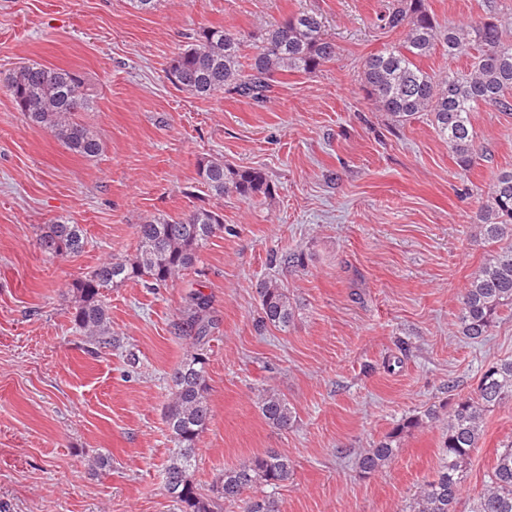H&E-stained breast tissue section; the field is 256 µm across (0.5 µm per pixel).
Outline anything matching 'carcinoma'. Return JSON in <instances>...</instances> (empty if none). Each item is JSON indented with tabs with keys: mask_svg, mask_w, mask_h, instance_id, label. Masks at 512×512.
<instances>
[{
	"mask_svg": "<svg viewBox=\"0 0 512 512\" xmlns=\"http://www.w3.org/2000/svg\"><path fill=\"white\" fill-rule=\"evenodd\" d=\"M384 27L399 34L396 42L365 57L360 81L369 101L393 121L406 123L421 112L432 116L440 139L457 164H474L472 113L484 106L512 110V40L505 38V23L489 17L474 24L439 30L427 0H397L380 16ZM244 37L222 25L200 28L193 41L170 65L169 80L200 97L224 90L262 101L276 76L313 73L336 57V45L324 33L322 20L309 12L288 15L265 29L257 51L249 58V73L241 74ZM448 55H467L469 67L439 78L424 71L417 60L429 56L438 44ZM0 84L18 111L32 123L48 129L71 153L98 157L103 145L98 135L79 118L92 98L77 71L48 68L31 61L0 72ZM199 182L211 194L249 199L269 191L264 174L251 167L233 168L212 156L199 163ZM479 234L498 249L471 273L461 295L458 332L478 340L490 332L503 308H512V170L500 172L486 203L476 215ZM224 230L223 214L200 206L183 216H154L137 225L134 253L112 256L78 279L74 324L98 348L112 346V328L104 293L129 280L161 288L180 272L194 266L211 237ZM40 250L66 259L82 251V228L59 218L39 235ZM302 251L275 252L272 263L286 269L305 267ZM259 323L285 330L294 317L288 289L276 278L261 281ZM179 335L192 341L196 351L186 355L169 377L171 397L166 423L174 448L165 467L164 489L179 512H214L216 501L241 502L243 512H281L275 497H244L258 487H278L293 476L287 455L270 451L253 455L214 476L207 495L194 482L196 450L208 429L212 409L208 398V357L204 353L215 319L211 296L195 290L184 298L176 324ZM512 402V359L489 364L474 392L459 399L443 415L431 409L424 417L443 425L441 464L411 499L408 512H457L466 466L472 449L483 436L485 413ZM256 404L264 419L278 429L295 421V412L280 394L263 389ZM421 418L407 417L383 439L366 449L357 467L366 476L386 467L395 457L401 435L420 426ZM469 512H512V441L496 450L490 480L470 500Z\"/></svg>",
	"mask_w": 512,
	"mask_h": 512,
	"instance_id": "1",
	"label": "carcinoma"
}]
</instances>
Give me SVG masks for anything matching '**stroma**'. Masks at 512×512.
I'll use <instances>...</instances> for the list:
<instances>
[{
	"instance_id": "35a3bbf8",
	"label": "stroma",
	"mask_w": 512,
	"mask_h": 512,
	"mask_svg": "<svg viewBox=\"0 0 512 512\" xmlns=\"http://www.w3.org/2000/svg\"><path fill=\"white\" fill-rule=\"evenodd\" d=\"M391 0H0V71L29 61L80 72L93 93L80 113L103 143L91 160L30 124L0 87V512H178L163 489L171 442L169 375L190 344L175 325L204 285L217 325L205 349L212 419L196 483L275 450L294 475L274 488L282 512H405L439 466L440 423L476 388L487 364L512 358V311L480 341L456 325L470 274L492 246L475 218L496 173L512 168V111L472 115L481 153L461 169L428 113L398 124L361 88L366 56L396 41L378 16ZM440 29L512 0H428ZM298 11L321 16L336 57L278 78L265 101L232 92L198 97L172 84L173 58L201 27L244 37L251 56L266 28ZM261 170L268 193L219 198L198 181L202 158ZM219 210L224 230L191 270L150 290L106 292L119 348L90 351L73 322V282L133 253L142 219ZM66 218L82 252L46 257L45 224ZM304 252L305 268L270 265ZM280 279L295 307L288 330H258L257 287ZM267 386L296 413L280 430L253 395ZM381 472L356 457L409 416ZM466 468L458 512L512 440V404L492 408ZM106 467H96L98 457Z\"/></svg>"
}]
</instances>
